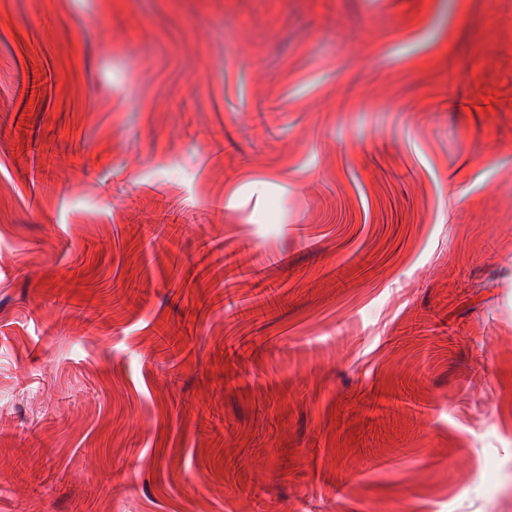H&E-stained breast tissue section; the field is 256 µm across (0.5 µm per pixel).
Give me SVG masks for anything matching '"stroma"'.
<instances>
[{"mask_svg": "<svg viewBox=\"0 0 512 512\" xmlns=\"http://www.w3.org/2000/svg\"><path fill=\"white\" fill-rule=\"evenodd\" d=\"M0 512H512V0H0Z\"/></svg>", "mask_w": 512, "mask_h": 512, "instance_id": "stroma-1", "label": "stroma"}]
</instances>
